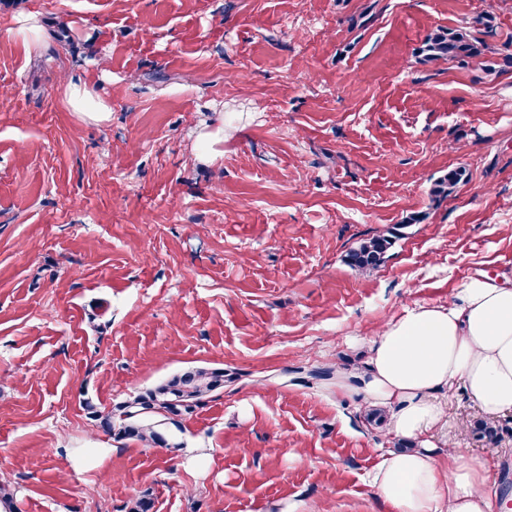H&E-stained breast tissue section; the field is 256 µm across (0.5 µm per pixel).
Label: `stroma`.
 I'll use <instances>...</instances> for the list:
<instances>
[{
	"label": "stroma",
	"mask_w": 512,
	"mask_h": 512,
	"mask_svg": "<svg viewBox=\"0 0 512 512\" xmlns=\"http://www.w3.org/2000/svg\"><path fill=\"white\" fill-rule=\"evenodd\" d=\"M512 0H0V481L18 512H397V441L326 369L474 271L512 278V68L422 63ZM88 82L95 121L62 99ZM223 132L208 157L203 134ZM465 178L431 194L448 170ZM395 230L385 263L345 262ZM189 367L224 386L119 439L106 412ZM455 444L512 512V413L462 389Z\"/></svg>",
	"instance_id": "obj_1"
}]
</instances>
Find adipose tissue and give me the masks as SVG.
Wrapping results in <instances>:
<instances>
[{
  "instance_id": "ef3b65f1",
  "label": "adipose tissue",
  "mask_w": 512,
  "mask_h": 512,
  "mask_svg": "<svg viewBox=\"0 0 512 512\" xmlns=\"http://www.w3.org/2000/svg\"><path fill=\"white\" fill-rule=\"evenodd\" d=\"M459 384L488 418L512 411V279L478 271L447 305L404 309L372 339L365 370L336 377L338 391L387 408L391 434L415 444L388 450L373 475L398 512H494L482 463L439 457L426 439L445 417L439 393Z\"/></svg>"
}]
</instances>
